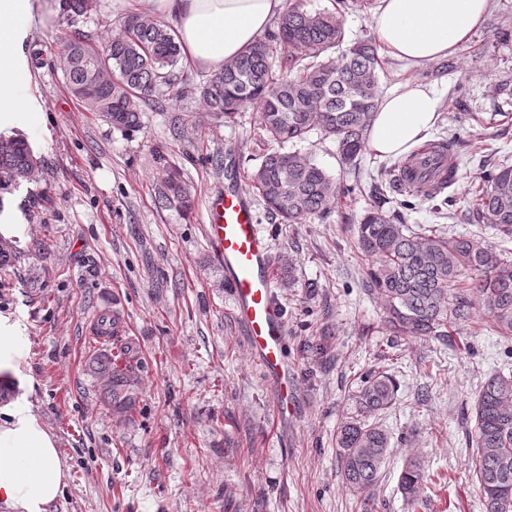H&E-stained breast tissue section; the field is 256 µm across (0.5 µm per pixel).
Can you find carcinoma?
<instances>
[{
  "mask_svg": "<svg viewBox=\"0 0 512 512\" xmlns=\"http://www.w3.org/2000/svg\"><path fill=\"white\" fill-rule=\"evenodd\" d=\"M60 5L70 26L97 12V0H60ZM344 6L345 0H334L333 9L312 13L297 2L289 4L275 31L257 38L198 87L186 88L197 90L207 108L228 122L245 107L256 108L267 139L282 146L318 129L336 144L343 166H357L377 107L381 59L368 40L354 43L339 58L327 54L343 42ZM180 58L171 24L132 13L122 21V33L104 45L71 30L62 65L68 91L86 111L132 129L158 86L171 84ZM258 160L249 173L250 187L282 224L326 214L340 194L336 178L311 158L271 151ZM39 163L24 139H0V187L21 183ZM472 206L478 220L512 237V165L484 177ZM357 243L369 259L363 285L383 300L384 323L394 335L405 340L449 335V324L473 317L469 296L475 294L491 330L512 338V262L501 253L471 237L414 229L378 207L358 224ZM453 285L458 291L451 303L448 288ZM118 324L115 313L100 316L99 325L112 328V347L95 352L88 370L103 405L114 417L131 421L140 404L144 365L139 346L130 338L118 339ZM394 395L393 377L378 369L363 382L356 402L361 413H374L387 408ZM474 416V474L485 512H512V376L494 375L482 384ZM336 447L346 483L369 504L390 453V437L356 418L339 427ZM422 481L420 461L407 459L400 474L405 497L416 500Z\"/></svg>",
  "mask_w": 512,
  "mask_h": 512,
  "instance_id": "carcinoma-1",
  "label": "carcinoma"
}]
</instances>
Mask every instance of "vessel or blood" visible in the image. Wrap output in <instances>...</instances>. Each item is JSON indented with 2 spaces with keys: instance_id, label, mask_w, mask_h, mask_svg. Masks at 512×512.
Masks as SVG:
<instances>
[{
  "instance_id": "vessel-or-blood-1",
  "label": "vessel or blood",
  "mask_w": 512,
  "mask_h": 512,
  "mask_svg": "<svg viewBox=\"0 0 512 512\" xmlns=\"http://www.w3.org/2000/svg\"><path fill=\"white\" fill-rule=\"evenodd\" d=\"M457 160L427 151L419 163L407 164L406 181L421 192L454 182ZM205 238L224 267L234 315L244 328L250 350L272 388L280 415L295 401L293 367L287 356V329L273 291L270 243L256 222L254 202L240 178L226 175L224 192L208 204Z\"/></svg>"
}]
</instances>
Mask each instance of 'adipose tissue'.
I'll use <instances>...</instances> for the list:
<instances>
[{
    "label": "adipose tissue",
    "instance_id": "obj_1",
    "mask_svg": "<svg viewBox=\"0 0 512 512\" xmlns=\"http://www.w3.org/2000/svg\"><path fill=\"white\" fill-rule=\"evenodd\" d=\"M138 9L177 21L182 52L196 67L219 70L253 43L283 9L284 0H134ZM488 0H379L374 25L391 56L420 65L454 54L482 22ZM34 0H0V127L31 101L30 74L19 45L35 19ZM439 118L432 86L387 92L370 127L369 145L399 157L424 141ZM0 425V512H47L66 474L56 442L27 402L15 403Z\"/></svg>",
    "mask_w": 512,
    "mask_h": 512
}]
</instances>
